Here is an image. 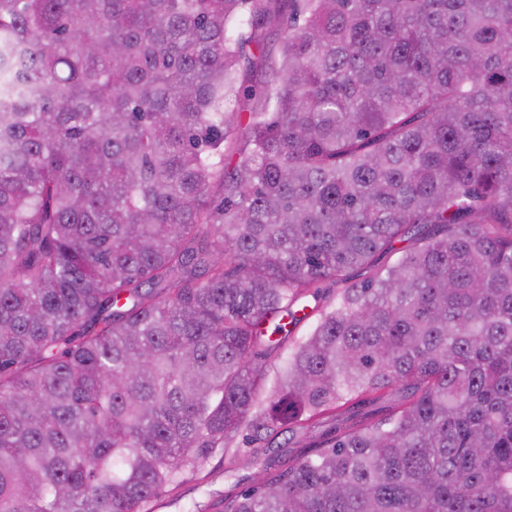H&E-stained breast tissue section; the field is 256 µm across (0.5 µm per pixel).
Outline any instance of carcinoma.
Wrapping results in <instances>:
<instances>
[{
	"mask_svg": "<svg viewBox=\"0 0 512 512\" xmlns=\"http://www.w3.org/2000/svg\"><path fill=\"white\" fill-rule=\"evenodd\" d=\"M328 414L215 512H512V0H0V512ZM319 286L321 288L316 299L312 296H308L304 299V304L308 306L305 312L310 313V319L301 323L296 328H292V335L288 336L281 346L280 353L282 357H286L288 355L296 341L307 335L312 322L318 316L320 310L330 304H333L336 301V296L341 292L342 288V285L336 284L332 280L322 281Z\"/></svg>",
	"mask_w": 512,
	"mask_h": 512,
	"instance_id": "carcinoma-1",
	"label": "carcinoma"
}]
</instances>
